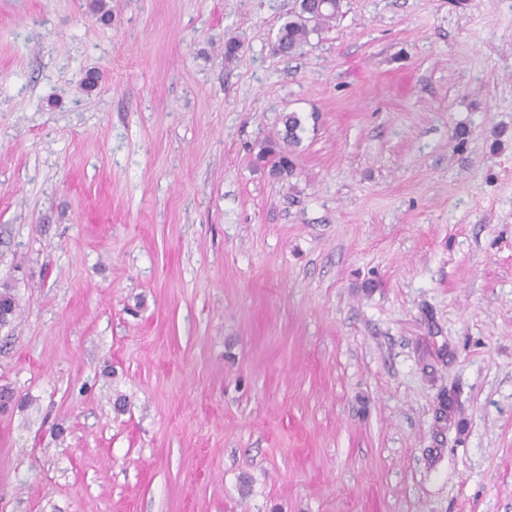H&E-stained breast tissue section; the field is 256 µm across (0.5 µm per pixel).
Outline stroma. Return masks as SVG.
Masks as SVG:
<instances>
[{
	"label": "stroma",
	"instance_id": "obj_1",
	"mask_svg": "<svg viewBox=\"0 0 512 512\" xmlns=\"http://www.w3.org/2000/svg\"><path fill=\"white\" fill-rule=\"evenodd\" d=\"M294 6L0 0V512H512V0ZM296 9L278 29L277 50L286 55L296 54L317 34L341 14L342 0H328L321 6L317 0H298ZM283 133L265 142L257 156V162L270 167L272 174L282 177L293 173L292 156L294 148L300 141L301 119L296 113H285L281 116ZM284 171H286L284 175Z\"/></svg>",
	"mask_w": 512,
	"mask_h": 512
}]
</instances>
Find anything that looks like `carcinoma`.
<instances>
[{"instance_id": "obj_1", "label": "carcinoma", "mask_w": 512, "mask_h": 512, "mask_svg": "<svg viewBox=\"0 0 512 512\" xmlns=\"http://www.w3.org/2000/svg\"><path fill=\"white\" fill-rule=\"evenodd\" d=\"M342 0H328L320 5L318 0H299L296 9L278 29L277 50L286 55L296 54L317 34L341 14ZM283 132L265 142L257 156V162L270 167L272 174L282 177L293 173L292 156L300 141L301 119L296 113L281 116Z\"/></svg>"}]
</instances>
